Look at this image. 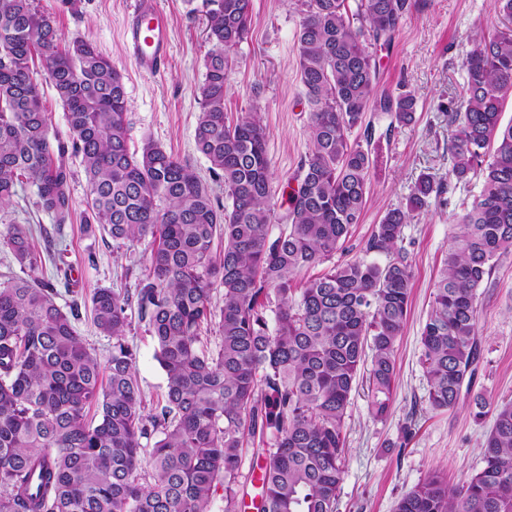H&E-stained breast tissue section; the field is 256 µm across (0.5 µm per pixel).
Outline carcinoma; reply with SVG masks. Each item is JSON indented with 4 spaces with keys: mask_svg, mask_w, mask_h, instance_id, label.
I'll use <instances>...</instances> for the list:
<instances>
[{
    "mask_svg": "<svg viewBox=\"0 0 512 512\" xmlns=\"http://www.w3.org/2000/svg\"><path fill=\"white\" fill-rule=\"evenodd\" d=\"M207 2L211 49L194 139L224 182V203L154 141L130 149L123 75L110 58L85 39L62 45L35 0H0V206L26 179L57 224L72 215L71 172L65 149L53 146L38 58L82 159L84 224L119 245L153 242L137 288H99L91 298L96 328L112 338L103 363L77 335L78 306L64 311L52 283L32 276L0 283V512H209L220 488L224 512H240L242 462L257 439L270 440L257 512H336L347 410L367 348L370 410L380 419L388 413L412 279L398 242L444 186L422 173L406 203L384 214L365 252L387 254L385 264L356 257L301 288L295 278L345 249L361 221L374 159L350 143L352 129L371 108L393 124L414 120L413 95L377 97L369 51L390 45L411 0H357L353 11L346 0H304L298 57L310 150L275 236L266 129L252 113L231 125L224 112L251 0ZM493 10L504 29L473 36L462 60L465 95L448 104L455 127L448 180L476 178L481 190L461 203L421 333L434 409L454 408L473 381L482 356L478 290L512 251V120L501 121L512 92V0H493ZM0 247L31 272L45 261L23 224L0 230ZM217 288L224 290L218 308ZM133 305L166 375L163 398L148 414L126 342ZM481 462L456 488L429 476L396 512H512V402L494 408Z\"/></svg>",
    "mask_w": 512,
    "mask_h": 512,
    "instance_id": "1",
    "label": "carcinoma"
}]
</instances>
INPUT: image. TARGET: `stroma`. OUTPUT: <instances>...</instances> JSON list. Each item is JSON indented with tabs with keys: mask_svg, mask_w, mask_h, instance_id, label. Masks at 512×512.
I'll return each instance as SVG.
<instances>
[{
	"mask_svg": "<svg viewBox=\"0 0 512 512\" xmlns=\"http://www.w3.org/2000/svg\"><path fill=\"white\" fill-rule=\"evenodd\" d=\"M50 12L65 40L91 41L121 70L128 101L125 114L129 145L140 148L150 139L175 158L189 162L215 196L223 181L214 179L208 160L195 147L200 112L197 88L204 78L207 41L204 0H158L170 19V62L157 77L140 75L121 49V30L129 0H36ZM301 0H251L249 33L233 55L224 110L229 119L258 114L268 132L267 152L276 189L286 187L308 153L309 107L300 83L297 33L303 17ZM492 0H412V8L392 44L374 51L380 71L379 92L411 93L415 120L389 129L390 118L368 113L373 125L375 165L367 203L346 250L333 264L367 256L385 263V254L363 247L387 209L405 203L420 174L438 183L448 180L451 128L446 107L465 85L462 57L477 30H491ZM74 202L63 225L37 204L32 183L19 186L8 205L0 207V229L24 224L33 231L36 249L53 254L36 270L51 281L61 308L78 305L79 336L99 359H106L111 337L94 327L91 296L96 288H132L146 273L147 243L115 248L104 233L83 222L87 184L80 157L67 158ZM479 181L459 185L449 202L430 199L402 231V245L412 261L410 311L397 343L396 378L389 413L374 418L366 387L353 393L346 418L345 476L337 512H394L400 497L428 475L444 476L449 486L466 481L481 466V448L492 416L475 418L477 402L494 407L512 400V253L502 255L479 293L477 335L482 357L475 382L462 391L451 410L432 409L428 381L420 357L421 333L433 300V285L443 267L448 240L461 200L478 193ZM73 279L75 291L65 281ZM127 341L136 353L135 374L147 403H156L166 376L155 354L156 343L136 309H129Z\"/></svg>",
	"mask_w": 512,
	"mask_h": 512,
	"instance_id": "1",
	"label": "stroma"
}]
</instances>
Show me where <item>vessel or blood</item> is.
Instances as JSON below:
<instances>
[{
	"label": "vessel or blood",
	"instance_id": "obj_1",
	"mask_svg": "<svg viewBox=\"0 0 512 512\" xmlns=\"http://www.w3.org/2000/svg\"><path fill=\"white\" fill-rule=\"evenodd\" d=\"M169 28V18L156 0H131L121 39L123 52L138 73H163L170 58Z\"/></svg>",
	"mask_w": 512,
	"mask_h": 512
}]
</instances>
